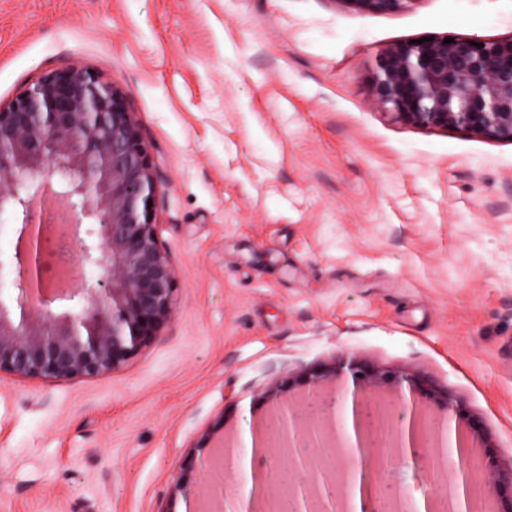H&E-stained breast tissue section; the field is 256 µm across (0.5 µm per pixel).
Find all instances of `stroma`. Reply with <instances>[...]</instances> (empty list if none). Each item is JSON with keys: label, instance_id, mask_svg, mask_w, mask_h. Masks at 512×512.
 Returning <instances> with one entry per match:
<instances>
[{"label": "stroma", "instance_id": "1", "mask_svg": "<svg viewBox=\"0 0 512 512\" xmlns=\"http://www.w3.org/2000/svg\"><path fill=\"white\" fill-rule=\"evenodd\" d=\"M512 38V0H0V105L80 65L126 94L154 166L172 317L121 368L0 375V512H184L200 457L361 376L421 379L479 422L481 484L512 481V143L371 107L382 50ZM410 500L455 448L404 457ZM343 2L360 12L386 14L405 8L410 0H343Z\"/></svg>", "mask_w": 512, "mask_h": 512}]
</instances>
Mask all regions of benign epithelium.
<instances>
[{
  "label": "benign epithelium",
  "mask_w": 512,
  "mask_h": 512,
  "mask_svg": "<svg viewBox=\"0 0 512 512\" xmlns=\"http://www.w3.org/2000/svg\"><path fill=\"white\" fill-rule=\"evenodd\" d=\"M366 13L399 11L413 0H342ZM372 104L407 125L464 130L490 141L512 142V38L483 42L434 37L381 51L372 73ZM60 176L57 193L78 223L81 283L77 288H39L46 267L45 241L34 213L44 178ZM157 183L153 163L134 113L112 82L73 66L42 76L7 106L0 105V217L17 219V241L36 238L24 257L0 260V373L26 379L65 381L114 371L158 336L171 318L175 270L158 236ZM109 267L110 275L90 278L86 268ZM67 303L55 314L50 305ZM421 385L409 381L387 399L385 410L411 428L416 449L433 442L444 423L417 417ZM354 403L357 445L373 448L382 425L372 420V396L357 380L329 395L312 383L302 405L275 407L282 448H348L332 424L341 404ZM459 455L473 465V448L484 438L480 424L454 427ZM231 467L224 452L199 460L202 474ZM291 492L288 512H354L353 471L336 463L335 453L313 459L288 454ZM450 493L442 487L427 497L426 512H446ZM248 510H266L270 497L252 484L242 494ZM468 512H512V496L493 487L469 503Z\"/></svg>",
  "instance_id": "1"
}]
</instances>
